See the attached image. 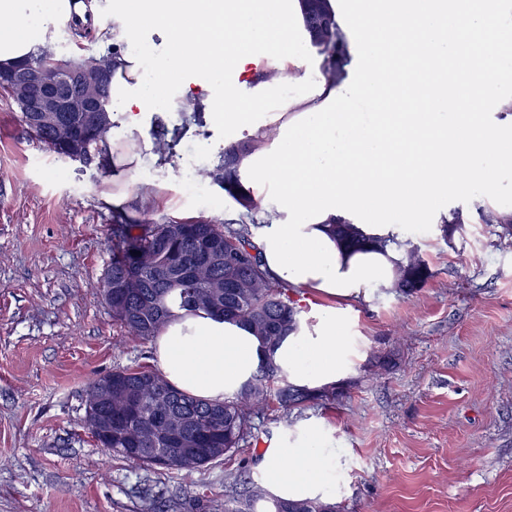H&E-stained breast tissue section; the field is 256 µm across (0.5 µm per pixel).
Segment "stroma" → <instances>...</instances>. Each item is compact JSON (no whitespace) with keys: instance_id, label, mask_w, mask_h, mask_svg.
<instances>
[{"instance_id":"35a3bbf8","label":"stroma","mask_w":512,"mask_h":512,"mask_svg":"<svg viewBox=\"0 0 512 512\" xmlns=\"http://www.w3.org/2000/svg\"><path fill=\"white\" fill-rule=\"evenodd\" d=\"M60 59L98 56V30L74 45L54 33ZM231 129L205 125L182 138L177 161L149 170L171 207L157 222L236 217L214 184L183 189L179 159L214 163ZM494 185L473 180L448 210L470 220L445 237L435 209L387 216L417 246L431 276L409 294L379 288L347 303L355 356L335 404L305 410L336 451L326 473L338 512H512V246L482 214L512 208V154ZM103 172L58 157L0 92V512H141L144 498L173 512H218L240 463L262 481L263 443L286 430L268 408L239 456L193 472L110 457L83 423L88 383L116 367L150 365L152 344L112 320L102 277L112 260V209ZM392 363L377 376L373 354Z\"/></svg>"}]
</instances>
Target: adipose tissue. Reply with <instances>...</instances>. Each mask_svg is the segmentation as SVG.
<instances>
[{
  "label": "adipose tissue",
  "mask_w": 512,
  "mask_h": 512,
  "mask_svg": "<svg viewBox=\"0 0 512 512\" xmlns=\"http://www.w3.org/2000/svg\"><path fill=\"white\" fill-rule=\"evenodd\" d=\"M332 3L338 24L354 34L344 80L300 79L297 95L259 125L252 112L267 102L271 85L257 83L258 74L271 67L287 76L300 67V0H121L113 9L105 0H0L2 69L50 49L59 22L97 27L111 14L108 37L117 54L109 96L117 129L104 165L120 179L102 193L107 205L124 206L133 179L160 160L151 136L162 116L154 92L176 88L180 108L201 109L235 129L236 140L259 143L239 160L253 200L271 215L253 242L275 280L299 289L304 303L318 298L323 305L313 327L272 351L241 323L175 312L154 338L153 362L165 381L195 398L233 395L269 360L297 386L334 384L348 363L344 301L392 287L401 254L345 249L331 224L360 213L364 235L384 236L395 230L386 215L441 203L475 178L494 180L490 162L503 148L498 132L485 123L451 124L447 116L462 97L478 113L488 104L512 111V99L500 96L512 80L501 53L512 26L503 22L499 0H353L346 11L341 0ZM144 22L174 47L153 91L144 83L145 59L126 46L128 32ZM189 68L200 80L185 81ZM228 72L253 82L251 99L233 84L214 95L211 77ZM361 99L380 105L375 123L353 112ZM323 443L315 424L272 440L262 460L267 497L325 498Z\"/></svg>",
  "instance_id": "ef3b65f1"
}]
</instances>
